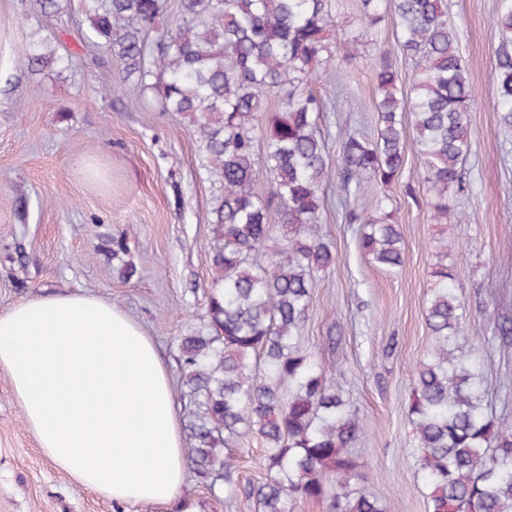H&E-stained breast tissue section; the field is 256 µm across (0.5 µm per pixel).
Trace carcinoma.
Here are the masks:
<instances>
[{"mask_svg":"<svg viewBox=\"0 0 512 512\" xmlns=\"http://www.w3.org/2000/svg\"><path fill=\"white\" fill-rule=\"evenodd\" d=\"M40 16L60 15L71 0H33ZM86 42L105 47L118 79L102 89L117 95L133 84L153 91L162 111L186 118L199 134L207 169L218 184L208 211L207 252L213 274L208 299L212 333L184 336L178 345L189 416L191 467L237 495L240 441L262 445L264 477L248 487L258 512H290L294 502L326 503L327 512H393L352 488L363 478L348 448L364 426L327 367L301 349L316 276L336 263L324 241L323 182L330 155L321 134L327 101L311 82L358 46L379 53L374 70L373 134L337 125L340 144L336 195L350 224L361 225L365 259L392 273L405 260L400 226L387 198L370 214L353 205L361 186L388 185L415 153L441 225L430 271L426 320L431 350L418 360L407 416L428 512H512V417L482 404L480 374L459 353L466 303L461 277L448 264V232L467 216L454 196L464 191L471 153L469 112L474 101L464 76L457 28L446 0H390L399 47L411 62L409 87L374 39L385 0H360V32L325 39L336 27L328 0H78ZM175 19H160L170 9ZM500 38L495 67L500 122L512 127V0L492 20ZM30 72L67 69L76 60L47 42L17 51ZM281 110H269L271 97ZM266 128L263 167L256 165L255 128ZM412 136H407V130ZM270 178V189L259 185ZM281 217L272 239L271 212ZM332 473L334 481L325 480Z\"/></svg>","mask_w":512,"mask_h":512,"instance_id":"obj_1","label":"carcinoma"}]
</instances>
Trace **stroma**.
<instances>
[{
	"label": "stroma",
	"instance_id": "35a3bbf8",
	"mask_svg": "<svg viewBox=\"0 0 512 512\" xmlns=\"http://www.w3.org/2000/svg\"><path fill=\"white\" fill-rule=\"evenodd\" d=\"M498 0H448L459 30L465 75L475 91L469 114V185L458 195L471 216L456 225L449 263L463 270L467 318L460 345L479 367L489 410L512 407V346H501L497 324L512 320V129L499 123L494 70L500 39L492 26ZM83 18L33 17L31 0H0V313L54 293H79L112 302L155 344L173 394L181 392L177 339L211 331L207 299L212 272L206 221L217 190L202 143L186 120L161 111L152 93L104 97L118 69L106 51L85 49ZM51 39L59 54L77 57L63 73L21 71L16 52ZM370 49L346 61L338 77L313 89L347 95L340 112L322 117L330 154H337V121L374 130ZM408 155L401 176L368 183L355 202L373 212L389 196L402 226L405 264L386 273L368 264L358 227L338 212L337 175L328 171L329 205L322 232L336 265L317 277L300 345L335 367L331 379L365 424L352 452L365 474L358 487L394 504L395 512H426L406 417L413 366L433 341L425 301L437 226L429 197ZM126 249L113 253L112 240ZM199 512H256L252 499L186 470L180 490ZM0 512H159L122 506L73 484L43 455L26 428L0 367Z\"/></svg>",
	"mask_w": 512,
	"mask_h": 512
}]
</instances>
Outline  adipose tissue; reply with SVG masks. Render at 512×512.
<instances>
[{
	"label": "adipose tissue",
	"instance_id": "ef3b65f1",
	"mask_svg": "<svg viewBox=\"0 0 512 512\" xmlns=\"http://www.w3.org/2000/svg\"><path fill=\"white\" fill-rule=\"evenodd\" d=\"M0 367L43 453L116 503L178 504L186 450L166 368L140 326L88 295L0 313Z\"/></svg>",
	"mask_w": 512,
	"mask_h": 512
}]
</instances>
